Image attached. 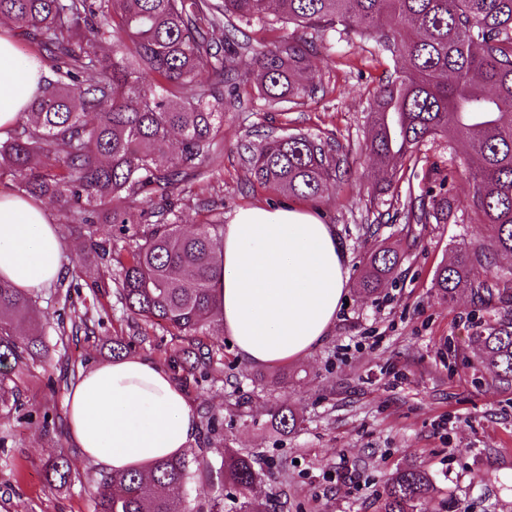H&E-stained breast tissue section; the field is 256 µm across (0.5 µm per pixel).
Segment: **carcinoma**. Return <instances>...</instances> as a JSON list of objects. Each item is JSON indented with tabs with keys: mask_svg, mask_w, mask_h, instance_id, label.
<instances>
[{
	"mask_svg": "<svg viewBox=\"0 0 512 512\" xmlns=\"http://www.w3.org/2000/svg\"><path fill=\"white\" fill-rule=\"evenodd\" d=\"M272 15L304 33L261 49L239 41V24ZM1 17L15 22L49 72L26 121L0 145V177L24 197L55 199L102 259L112 258V244L96 238L97 225H118L127 244L126 257L116 259L123 308L181 338L173 363L201 378L214 371L203 336L222 319L215 285L224 272V225L186 234L178 202L187 176L224 153L225 98L238 97L240 66L256 75L269 106L314 99L324 88L309 74L329 54L307 30L374 39L394 61L368 113L366 147L385 174L374 196L411 181V163L430 139L461 138L480 157L467 218L488 235L458 244L435 270L433 288L445 301L469 294L480 305L468 345L492 380L512 390V268L495 264L497 255H512V0H0ZM112 33L122 37L112 54H100L97 45ZM240 150L253 178L282 195L318 199L349 173L338 144L300 131H271ZM146 195L153 199L147 230L131 232L129 203ZM426 197L425 219L456 218L445 185ZM400 260L390 247L371 251L359 288L376 292ZM31 308L28 292L0 281L1 408L18 405L13 382L45 348ZM145 340L117 339L112 354ZM270 424L289 434L301 421L281 406ZM198 466L181 456L158 461L147 478L106 473L95 512H188ZM50 470L59 484L69 482L66 457ZM261 471L257 456L225 452L218 474L238 492L227 512H273L270 500L249 495ZM436 494L427 470L408 466L390 479L376 512H419Z\"/></svg>",
	"mask_w": 512,
	"mask_h": 512,
	"instance_id": "obj_1",
	"label": "carcinoma"
}]
</instances>
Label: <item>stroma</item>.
Listing matches in <instances>:
<instances>
[{
	"mask_svg": "<svg viewBox=\"0 0 512 512\" xmlns=\"http://www.w3.org/2000/svg\"><path fill=\"white\" fill-rule=\"evenodd\" d=\"M334 64L314 75L322 97L265 106L249 84L224 113V154L191 176L182 201L185 229L234 213L271 206L275 193L259 184L241 159L242 142H261L270 130L297 129L335 139L347 156L346 184L321 198H290V205L332 225L351 276L328 339L303 358L251 365L241 360L222 323L205 338L217 369L215 381L182 382L199 425L218 422L212 436L197 433L186 457L204 459L189 492L191 512H215L235 490L213 466L225 448L263 455L267 463L253 493L274 499L276 512H375L388 480L400 468L421 465L433 476L436 501L422 512H512V391L491 379L467 338L480 311L470 296L441 300L432 286L435 269L449 262L461 241L480 243L479 224H402L392 213L409 193H420L456 168L451 193L458 213L468 210L465 171L477 168L463 140L436 139L422 146L417 178L398 199L370 206L381 178L366 142L374 95L394 67L372 40L343 42L319 32ZM219 195L213 212L197 197ZM65 244L66 273L34 291L32 320L42 326L45 352L19 380L16 410L0 409V512H94L102 475L69 441L66 402L79 371L111 359L112 339L134 328L120 303L115 266L89 255L83 236L66 221L59 203L43 199ZM375 227L373 236L364 225ZM398 247L401 261L375 293L357 284L365 254L377 244ZM286 375L282 385L271 384ZM288 406L303 421L293 434L275 433L269 412ZM58 454L71 463L65 485H48L46 464Z\"/></svg>",
	"mask_w": 512,
	"mask_h": 512,
	"instance_id": "stroma-1",
	"label": "stroma"
}]
</instances>
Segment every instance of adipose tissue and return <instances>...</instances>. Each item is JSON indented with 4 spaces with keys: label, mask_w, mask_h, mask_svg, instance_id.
Returning a JSON list of instances; mask_svg holds the SVG:
<instances>
[{
    "label": "adipose tissue",
    "mask_w": 512,
    "mask_h": 512,
    "mask_svg": "<svg viewBox=\"0 0 512 512\" xmlns=\"http://www.w3.org/2000/svg\"><path fill=\"white\" fill-rule=\"evenodd\" d=\"M37 65H19L0 36V138L39 94ZM64 246L42 204L0 195V279L33 291L63 276ZM346 257L331 225L293 206L235 213L224 227L217 282L224 331L251 364L296 360L322 345L348 291ZM68 432L81 455L113 474L149 471L182 455L197 434L186 391L145 356L82 372L68 400Z\"/></svg>",
    "instance_id": "obj_1"
}]
</instances>
